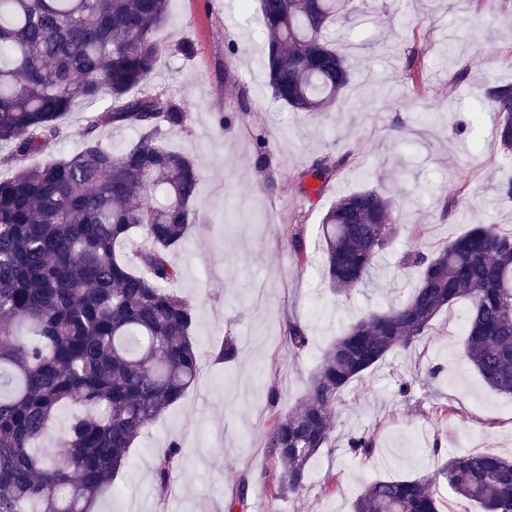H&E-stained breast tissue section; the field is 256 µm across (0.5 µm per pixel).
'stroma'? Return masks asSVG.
<instances>
[{
	"label": "stroma",
	"mask_w": 512,
	"mask_h": 512,
	"mask_svg": "<svg viewBox=\"0 0 512 512\" xmlns=\"http://www.w3.org/2000/svg\"><path fill=\"white\" fill-rule=\"evenodd\" d=\"M335 35L354 65L341 107L292 111L268 86L265 48L253 18L258 0H171L162 38L194 52L162 59L147 92L183 106L187 121L167 132L193 158L200 180L199 222L173 255L175 290L195 308L201 352L195 384L152 423L129 463L104 490L97 512H225L246 490L248 512H354L379 479L416 478L438 460L479 449L512 456V396L488 387L464 357L465 303L442 313L429 336L389 353L352 382L337 410L331 445L309 463L299 494L271 498L269 428L306 392L323 353L354 321L407 298L416 280L405 254L430 252L474 224L512 232L502 200V149L481 89L512 80V0H354ZM418 51L427 96L414 101L404 80ZM472 72L452 80L459 57ZM106 103L69 113L51 154L70 155L79 133H96L121 151L136 133L106 121ZM346 156L326 187L302 177L320 156ZM373 187L396 202V233L371 283L350 297L334 293L320 256V222L343 192ZM316 258L297 265L292 238ZM307 326L300 350L283 338L288 321ZM234 337L238 353L218 364L212 351ZM437 374L411 396L399 382ZM448 405L445 415L436 406ZM353 432L373 435L369 456L346 453ZM184 450L166 498L154 492L152 463L169 440Z\"/></svg>",
	"instance_id": "stroma-1"
}]
</instances>
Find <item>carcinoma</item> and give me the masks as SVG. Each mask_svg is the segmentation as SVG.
I'll use <instances>...</instances> for the list:
<instances>
[{
	"label": "carcinoma",
	"mask_w": 512,
	"mask_h": 512,
	"mask_svg": "<svg viewBox=\"0 0 512 512\" xmlns=\"http://www.w3.org/2000/svg\"><path fill=\"white\" fill-rule=\"evenodd\" d=\"M170 0H0V512H92L126 467L147 427L190 388L199 373L191 336L194 308L170 285L171 253L193 223L199 170L165 145L162 127L181 128L187 112L140 91L170 44L158 37ZM268 85L296 112H330L352 81V64L330 38L346 19L345 0H259ZM409 56L413 95L425 83ZM504 164L512 168V84L486 90ZM110 99L111 125L135 129L116 153L89 126L68 157L30 166L50 152L61 119ZM342 162L325 157L304 170L321 186ZM394 200L374 188L340 196L322 219L326 274L344 296L366 284L382 238L397 224ZM403 264L419 268L404 301L354 323L324 353L309 388L269 430L273 494L305 486L310 460L329 447L336 408L349 384L397 348L429 335L434 321L468 304L465 357L493 390L512 395V234L491 224ZM288 343H308L288 323ZM224 338L215 361L231 362ZM67 404L71 419L59 448L38 442ZM353 456L375 442L348 435ZM183 457L171 441L153 464L157 496H167ZM445 480L478 512H512V458L470 452L432 473L376 480L354 512H440Z\"/></svg>",
	"instance_id": "1"
}]
</instances>
